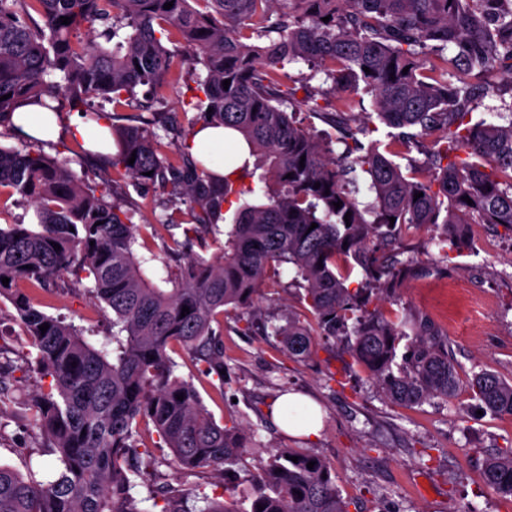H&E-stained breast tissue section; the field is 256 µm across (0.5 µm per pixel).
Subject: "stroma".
<instances>
[{
	"mask_svg": "<svg viewBox=\"0 0 512 512\" xmlns=\"http://www.w3.org/2000/svg\"><path fill=\"white\" fill-rule=\"evenodd\" d=\"M288 86L296 96L292 107L304 127L322 131L326 125L306 104L308 95L327 94L331 88L322 77L311 76L306 65L290 70ZM178 64L173 76L156 93L139 102L118 105L96 101L113 124L130 123L138 116L167 113L173 127L162 133V143L179 138L190 120L199 118L193 108L195 93ZM47 155L67 161L89 186L111 181L113 194L135 224H157L178 213L184 203L171 184L133 187L116 178L107 162L88 156L81 141L60 137L44 144ZM436 230L409 228L396 233L395 246L403 258L413 261L420 273L396 293H371L370 304L386 315L406 318L426 313L450 339L460 380L488 370L512 380V232L491 224L464 227L466 247L449 246L440 255ZM447 266H440V258ZM466 292H457L458 284ZM36 306L81 328L88 341L102 344L108 314L76 288L51 294L29 287ZM287 318L300 314L309 320L299 300V290L288 272L270 280L250 314L267 313ZM13 306L0 300V350L14 365L9 374L17 394L27 399L43 385L35 367L24 366L22 357L30 346ZM180 376L193 378L206 408L216 421L241 423L252 437L243 457V470L254 471L279 448H295L328 461L349 512H512V497H502L480 478L482 462L498 450L512 446V416L480 413L479 404L467 388H460L449 401H435L413 408L389 403L378 387L354 362L344 337L322 341L309 361L289 359L279 338L261 325L246 326L235 317L224 320V360L229 370L224 395L216 397L209 381L197 378L191 362L174 351ZM298 391L322 407L324 427L314 438L291 437L270 419L267 410L281 393ZM36 433L13 410L0 413V464L20 473L35 471L51 477L52 457L34 446ZM153 468L136 477L135 495L150 512L147 495L164 484L185 492H211L210 471L179 470L170 450L150 444Z\"/></svg>",
	"mask_w": 512,
	"mask_h": 512,
	"instance_id": "35a3bbf8",
	"label": "stroma"
}]
</instances>
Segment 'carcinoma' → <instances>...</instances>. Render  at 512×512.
Here are the masks:
<instances>
[{
    "label": "carcinoma",
    "mask_w": 512,
    "mask_h": 512,
    "mask_svg": "<svg viewBox=\"0 0 512 512\" xmlns=\"http://www.w3.org/2000/svg\"><path fill=\"white\" fill-rule=\"evenodd\" d=\"M96 21L106 24L102 43L90 30ZM170 43L188 55L203 119L235 132L248 157L239 175L218 182L187 145L162 152L156 128L163 123L153 118L112 128V169L136 187L172 181L188 210L184 221L164 220L183 226L179 248L208 249L210 229L239 179L258 175L254 197L235 210L219 259L191 255L166 279L171 287L161 288L135 254L138 226L107 201L109 182L99 191L83 187L37 143L25 152L0 145V194L18 195L37 218L0 223V279L9 278L0 282V297L12 304L50 378L19 416L56 463L47 481L0 465V512H146L131 481L155 463L137 432L141 420L153 424L180 468L208 469L224 489L202 494L205 507L195 510L183 490L168 486L154 497L160 512H348L328 462L294 448L276 450L249 474L250 507L239 508L232 499L236 466L251 436L234 422L217 423L194 383L175 373L168 350L180 346L224 396V314L252 308L286 264L314 319L264 321L289 358L307 360L317 337L342 329L352 356L391 403L414 407L456 395L448 335L422 314L398 323L368 308L362 289L347 281L355 263L385 290L416 275L412 261L381 248L402 227L439 226L440 242L455 245L466 224L512 231V105L508 115L498 113L505 123L473 120L478 102L470 82L497 65L512 74V0H0V97L7 96L0 126L27 99L53 110L44 98H63L85 116L91 97L132 103L142 88L166 83L177 57ZM300 61L332 81L336 103L315 101L310 110L352 140L344 165L288 113L294 93L280 86L286 68ZM345 93L371 97V111L354 128ZM374 118L408 149L436 135L423 175L403 173L379 143L364 146L359 136L371 132ZM358 170L374 195L363 209ZM23 282L55 292L68 282L84 287L112 312L105 341L112 350L35 308ZM407 327L413 339L404 345ZM467 387L484 410L512 415V383L498 374L476 372ZM481 478L512 496V447L487 458Z\"/></svg>",
    "instance_id": "1"
}]
</instances>
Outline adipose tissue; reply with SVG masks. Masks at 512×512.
<instances>
[{
	"instance_id": "ef3b65f1",
	"label": "adipose tissue",
	"mask_w": 512,
	"mask_h": 512,
	"mask_svg": "<svg viewBox=\"0 0 512 512\" xmlns=\"http://www.w3.org/2000/svg\"><path fill=\"white\" fill-rule=\"evenodd\" d=\"M12 123L14 132L25 138L53 141L61 130L66 129L73 138L81 140L90 153L108 157L115 152L109 122L104 118L88 123L75 116L65 124L59 113L25 101L15 110ZM187 145L190 153L217 175H226L236 167L235 162L224 157L223 127L197 125ZM271 414L279 427L291 436L315 437L322 429V413L318 405L300 393L279 396L272 404Z\"/></svg>"
}]
</instances>
